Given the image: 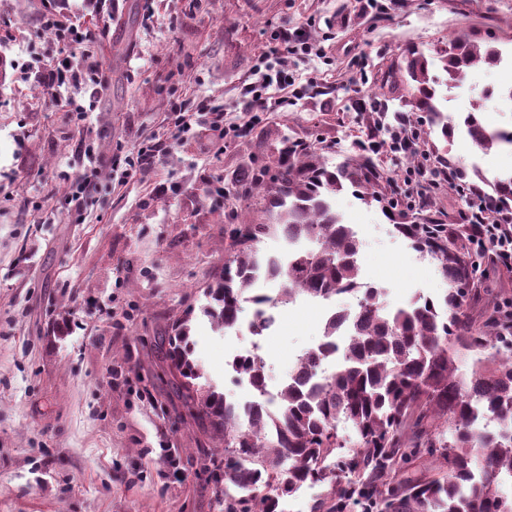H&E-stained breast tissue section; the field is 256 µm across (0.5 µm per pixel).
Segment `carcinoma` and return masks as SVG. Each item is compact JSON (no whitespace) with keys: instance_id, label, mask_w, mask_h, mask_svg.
<instances>
[{"instance_id":"cac0c4a2","label":"carcinoma","mask_w":512,"mask_h":512,"mask_svg":"<svg viewBox=\"0 0 512 512\" xmlns=\"http://www.w3.org/2000/svg\"><path fill=\"white\" fill-rule=\"evenodd\" d=\"M445 80L429 77L424 53L404 58L407 78L388 72L387 81L405 83L404 105L428 114L444 140L454 137L437 105L438 86L461 85L468 74L502 60L494 39L456 37L439 53ZM466 134L482 152L512 146V128L490 131L478 113L463 119ZM448 188H469L451 157H438ZM384 172L370 152L329 169L314 144L289 141L271 167L248 168L234 179L246 192L266 187L262 201L271 224L243 223L233 232L224 272L205 289L204 312L214 328L232 330L261 273L282 281L275 304L287 307L298 293L329 300L357 297L353 330L334 343L341 315L325 322L331 343L302 352L272 407H240L213 387L195 386L199 367L192 358L189 327L168 338L164 355L181 378V397L204 432L224 443V458L213 460L235 493H224V512H277L279 501L304 484H323L327 495L310 512H346L353 500L375 512H512V338L496 298L474 288L484 255L466 224H399L401 234L436 260L448 280L443 303L414 298L388 310L383 290L361 282L360 241L336 212L332 196L348 182L376 198ZM487 199L512 208V174L492 181ZM275 234L288 242L304 239L311 249L293 252L288 266L262 255L258 244ZM483 303L481 320L470 307ZM331 353L333 375L314 381ZM235 369L258 390L267 373L259 356L241 359ZM344 424L352 435H341Z\"/></svg>"}]
</instances>
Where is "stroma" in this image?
I'll list each match as a JSON object with an SVG mask.
<instances>
[{"label":"stroma","instance_id":"obj_1","mask_svg":"<svg viewBox=\"0 0 512 512\" xmlns=\"http://www.w3.org/2000/svg\"><path fill=\"white\" fill-rule=\"evenodd\" d=\"M98 26L97 54L111 74L86 121L65 95L43 86L31 57L45 37L43 0H0V512H220L223 484L211 478L221 441H205L183 409L154 347L190 317L194 356L206 382L239 399L227 361L236 337L214 331L200 306L223 270L233 229L260 224L256 201L216 208L209 183L231 185L239 169L268 164L285 139L322 146L328 166L360 152L377 124L389 139L401 90L388 69L413 46L435 57L449 38H495L505 60L472 71L445 91L456 122L479 110L487 128L512 127V107L481 101L486 85L512 88V0H68ZM288 29L312 43L286 66L300 93L262 114L246 135L217 140L201 111L218 106L225 124L247 106L245 86L272 38ZM198 113L193 134L173 143L156 169L123 177L108 161L148 134L167 135L173 95ZM430 155L452 154L486 177L512 171V148L481 153L463 134L443 141L426 113L409 112ZM93 140L104 193L81 212L67 203L83 169L81 141ZM410 165H394L381 199L411 191ZM380 199V201H381ZM355 188L336 208L361 241L364 283L388 306L448 290L437 261L415 250ZM96 309H89L88 300ZM320 309L286 311L261 340L270 376H287L321 337Z\"/></svg>","mask_w":512,"mask_h":512}]
</instances>
